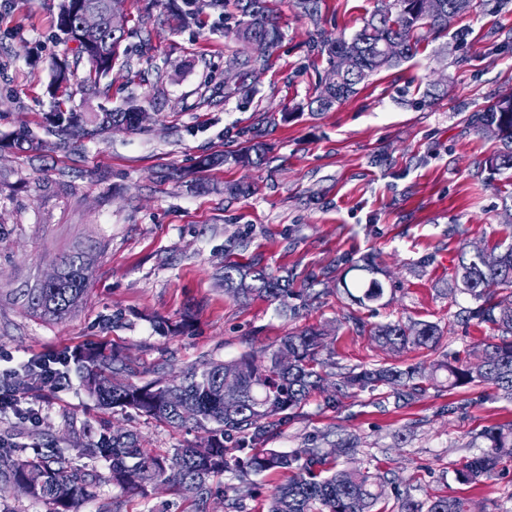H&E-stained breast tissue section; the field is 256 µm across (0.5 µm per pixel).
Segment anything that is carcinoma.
<instances>
[{
	"mask_svg": "<svg viewBox=\"0 0 512 512\" xmlns=\"http://www.w3.org/2000/svg\"><path fill=\"white\" fill-rule=\"evenodd\" d=\"M108 0H63L57 27L65 35V43L75 44L90 69L77 85L70 84L68 68L56 64L54 84L60 92L55 111L48 120L54 127L78 138L101 137L114 126L130 130L139 127L140 108L103 109L85 116L64 109L72 97L100 93L102 78L109 75L118 58L125 34L103 31L82 37L76 27L77 10L94 6L106 9ZM228 0H185L190 10L184 16L193 19L209 9L217 12ZM239 16V35L256 47L251 59V73L266 70L282 33L271 18L265 0H233ZM437 8L429 10L428 0H391V6L377 8L352 37L323 38L320 53L328 65L325 78L319 82L320 92L312 100L316 110L326 112L337 103L358 93L371 76L400 65L411 58L418 45L448 35V27L467 13L473 0H436ZM294 7L315 25L320 21L321 0H295ZM354 56V68H344L345 55ZM478 129L496 128L502 150L488 158L492 171L512 170V97L498 98L474 115ZM264 130L253 129L249 145L237 154L235 161L252 164L262 158ZM87 263L82 252L61 260L60 277L33 290L30 309L33 313L54 319H67L82 308L87 297L88 282L81 271ZM383 272L376 256L348 266L338 280L355 308L347 320L358 330L394 352L406 348L434 350L443 331L433 323L403 324L388 322L370 328L356 314V308L367 307L384 295L383 284L376 275ZM450 293L469 295L475 306L463 310L466 321L487 325L500 332L477 344L478 362L462 360L419 363L409 366L375 363L360 368L340 367L327 350L324 332L306 327L288 332L270 353L265 364L257 362L251 352L229 360L203 358L182 371L174 381L161 371L142 384L130 381L135 370L118 351L89 346L74 363L87 391L106 408L133 409L172 428L188 425L205 433L203 439L173 452L157 453L141 445L140 436L125 430L108 429L95 441L84 443L76 454L59 448L50 455L26 449L0 447V493L18 490L31 501H45L54 512H79L84 502L99 503L98 512H121L122 503L106 499L100 491L97 465L108 466V482L121 490L142 498L144 512H155L150 497L160 482L178 488L196 506L195 512H206L212 497H223L224 512H246V500L254 482L251 476L264 473L281 476L268 499L267 512H472L469 502L460 497H436L427 503L415 501L410 494L397 497L388 506L383 503L388 480L378 474L356 468L332 470L335 462L319 448H296L281 451L267 444L313 392L324 395V406L336 409L352 390L389 389L397 403H408L426 390L424 383L438 382L444 376L448 388L456 389L478 383L488 385L506 398H512V306L498 299V288L512 283V243L503 250L488 251L475 246L461 253ZM224 290L239 300L264 297L277 301L291 315L298 316L300 307L288 302L296 296L289 279L276 276L255 259L248 265L224 263ZM339 372H334V368ZM238 379L235 406L224 404V376ZM479 437L486 450L468 460L457 471L465 484L491 478L505 459L512 460V425L487 427ZM84 460L78 466L74 458ZM232 475L235 483L217 489L214 478Z\"/></svg>",
	"mask_w": 512,
	"mask_h": 512,
	"instance_id": "1",
	"label": "carcinoma"
}]
</instances>
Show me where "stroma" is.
Listing matches in <instances>:
<instances>
[{"mask_svg": "<svg viewBox=\"0 0 512 512\" xmlns=\"http://www.w3.org/2000/svg\"><path fill=\"white\" fill-rule=\"evenodd\" d=\"M60 3L0 0V352L28 358L93 344L120 351L142 384L157 367L173 377L204 357L251 350L267 360L295 327H326L344 366L464 359L490 336L485 325L449 326L472 300L449 298L448 288L462 249L512 241L503 206L512 170L487 167L499 142L472 120L512 92V0H474L447 36L327 112L309 107L327 68L318 38L352 36L377 0H322L317 27L293 0H267L284 38L257 82L235 10L186 21L160 0H126L130 35L118 61L100 95L75 97L71 107L95 112L131 100L146 118L103 140L52 131L46 120L52 63L67 51ZM256 127L266 131L265 159L238 165L232 157ZM24 133L44 140L43 150L17 149ZM232 184L248 194L228 193ZM80 250L92 257L82 308L65 320L32 314L33 289ZM377 252L384 296L360 316L445 327L436 350L396 353L369 339L347 321L348 300L333 280L295 320L266 299L241 302L224 289L229 260L260 259L298 290L310 272ZM67 377L57 392L21 388L42 418L33 427L2 415L0 435L71 448L117 425L161 453L201 437L131 409H100L76 370ZM509 424L512 400L483 385L431 386L403 408L365 390L331 409L316 393L271 445L337 449L339 465L388 475L392 501L406 491L421 502L461 497L473 512H512V462L476 484L455 473L481 453L482 429ZM350 439L354 449L344 450Z\"/></svg>", "mask_w": 512, "mask_h": 512, "instance_id": "obj_1", "label": "stroma"}]
</instances>
